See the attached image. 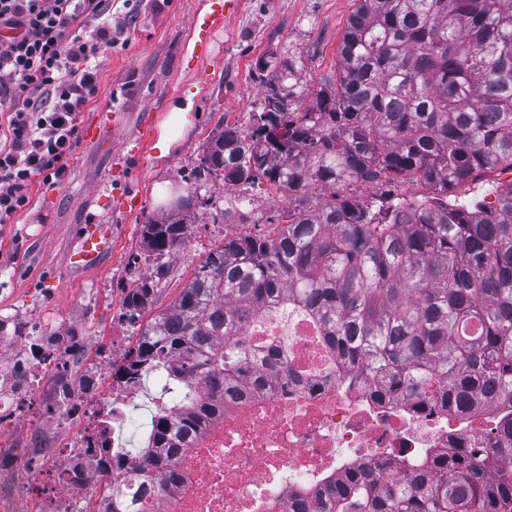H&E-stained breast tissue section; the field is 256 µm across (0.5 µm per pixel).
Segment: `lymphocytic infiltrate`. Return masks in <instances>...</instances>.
<instances>
[{"label":"lymphocytic infiltrate","mask_w":512,"mask_h":512,"mask_svg":"<svg viewBox=\"0 0 512 512\" xmlns=\"http://www.w3.org/2000/svg\"><path fill=\"white\" fill-rule=\"evenodd\" d=\"M109 0H0V223L29 201L34 178L61 182L78 116L97 94V61L112 44ZM100 19L95 32L88 22Z\"/></svg>","instance_id":"f902f5d3"}]
</instances>
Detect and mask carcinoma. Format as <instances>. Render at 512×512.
Listing matches in <instances>:
<instances>
[{
	"label": "carcinoma",
	"mask_w": 512,
	"mask_h": 512,
	"mask_svg": "<svg viewBox=\"0 0 512 512\" xmlns=\"http://www.w3.org/2000/svg\"><path fill=\"white\" fill-rule=\"evenodd\" d=\"M266 90L294 97L291 68L263 61ZM251 127H225L200 170L234 188L266 184L296 201L264 234L224 238L173 304L139 332L119 374L159 368L213 396L242 394L262 364L246 348L217 349L278 305L323 328L336 358L389 391L428 395L449 413L475 400L504 402L491 448L430 454L394 476L368 467L294 500L291 512H512V0H358L336 79L301 111L262 110ZM411 179L418 197L388 186ZM373 190L369 196L353 186ZM484 189V199L460 188ZM247 197L224 198V217ZM198 189L142 224L160 259L187 237ZM147 281L125 298L135 323ZM218 404L160 409L139 472L163 492L178 480L173 456ZM130 474L112 484L124 508Z\"/></svg>",
	"instance_id": "carcinoma-1"
}]
</instances>
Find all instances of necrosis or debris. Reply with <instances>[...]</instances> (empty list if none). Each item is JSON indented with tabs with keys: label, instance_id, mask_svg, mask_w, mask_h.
<instances>
[{
	"label": "necrosis or debris",
	"instance_id": "necrosis-or-debris-1",
	"mask_svg": "<svg viewBox=\"0 0 512 512\" xmlns=\"http://www.w3.org/2000/svg\"><path fill=\"white\" fill-rule=\"evenodd\" d=\"M235 341L260 351L281 347L284 369L262 372L253 389L225 399L203 420L176 454V486L163 495L146 493L144 512H288L297 493L321 491L368 462L401 475L430 451L490 444L485 417L448 415L421 395L376 397L372 385L347 386L334 353L307 318L273 322L263 316ZM90 369L100 385L69 392L61 406L44 413L84 419V429L39 462L17 464L27 480L38 481L44 512H112L113 472L91 468L76 476L71 467L88 456L99 421L120 424L111 444L127 466L133 458L126 445L147 432L140 381L109 383L107 358Z\"/></svg>",
	"mask_w": 512,
	"mask_h": 512
}]
</instances>
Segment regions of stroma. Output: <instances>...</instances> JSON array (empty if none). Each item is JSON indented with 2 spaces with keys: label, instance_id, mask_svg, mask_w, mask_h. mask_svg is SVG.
Returning a JSON list of instances; mask_svg holds the SVG:
<instances>
[{
  "label": "stroma",
  "instance_id": "stroma-1",
  "mask_svg": "<svg viewBox=\"0 0 512 512\" xmlns=\"http://www.w3.org/2000/svg\"><path fill=\"white\" fill-rule=\"evenodd\" d=\"M208 0H112V21L124 32L101 54L98 93L79 114L78 145L67 175L56 185L34 183L29 203L0 224V336L72 339L85 336L112 345V319L126 294L147 280L152 305L143 319L164 310L192 278L208 252L225 238L268 230L287 210V195L273 190L255 195L248 221L228 224L220 210L233 190L223 181L198 179L209 141L224 127L247 129L264 98L260 60L294 70V104L308 106L319 87L334 80L339 47L357 0H239L237 11L207 40L196 30ZM191 102L190 126L167 156L157 145L139 158L129 152L144 123L160 124L173 105ZM192 188L211 197L188 224L185 242L163 273L147 260L141 227L166 214L156 196L163 187ZM137 198L127 204L125 193ZM105 225L112 249L94 268L74 260L85 225ZM88 374L85 359L71 356L64 375L44 373L42 404L58 401L60 385L79 389ZM39 422L22 408L14 424L0 430V477L11 478L16 460L38 459L75 434Z\"/></svg>",
  "mask_w": 512,
  "mask_h": 512
}]
</instances>
